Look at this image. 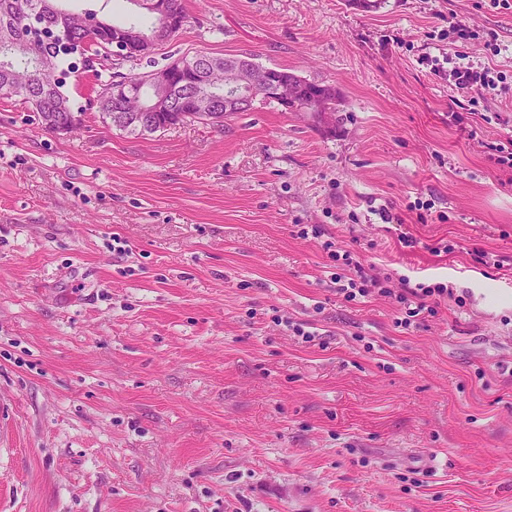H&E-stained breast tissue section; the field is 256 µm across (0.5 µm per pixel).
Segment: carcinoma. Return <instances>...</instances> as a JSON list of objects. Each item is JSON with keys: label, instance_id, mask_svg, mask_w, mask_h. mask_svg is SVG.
<instances>
[{"label": "carcinoma", "instance_id": "obj_1", "mask_svg": "<svg viewBox=\"0 0 512 512\" xmlns=\"http://www.w3.org/2000/svg\"><path fill=\"white\" fill-rule=\"evenodd\" d=\"M62 0H0V40L6 38L4 31H14L25 19L23 7L26 5L40 7L42 26L48 30L58 24L57 9ZM113 36L106 32L87 33L76 29L66 39H36L22 48L10 53L9 66L0 64V98L20 97L28 103L41 125L48 131L57 124L67 123L71 116H80L78 123H83V113H75L70 105L65 87L67 78L75 73L76 65L69 62V57L79 54L90 61L94 56L108 58L112 52ZM181 67L182 77L176 79L172 90V100L148 114L143 123L129 125L115 118L113 114L126 111L123 99L128 82L144 84L153 72L133 73L103 77L97 76L98 98L104 100L99 113L100 122L112 130L126 136L144 138L168 128L186 122H199L194 105L195 87L183 83V80L198 73L199 68L224 67V58L208 54H185L176 60ZM15 74H29L31 81L24 89L9 87L10 78ZM298 86L304 95L318 92L325 96L332 105V111H340L341 100L336 97V87L326 83L298 79Z\"/></svg>", "mask_w": 512, "mask_h": 512}]
</instances>
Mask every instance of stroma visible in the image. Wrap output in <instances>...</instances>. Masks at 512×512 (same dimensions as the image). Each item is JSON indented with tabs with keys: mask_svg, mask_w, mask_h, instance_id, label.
Wrapping results in <instances>:
<instances>
[{
	"mask_svg": "<svg viewBox=\"0 0 512 512\" xmlns=\"http://www.w3.org/2000/svg\"><path fill=\"white\" fill-rule=\"evenodd\" d=\"M181 3L156 68L251 55L344 110L131 138L84 68L73 134L0 99V512H512V9ZM457 64L503 76L461 126ZM327 239L453 295L399 327ZM299 78L298 86H300L301 93L304 96L318 92L325 96L326 100L329 101L332 105L331 112V105L325 100L324 97L316 94L315 96L307 97V99L304 101L302 112H306L308 115L311 114L313 118L321 124L322 127L328 130H332L334 128V112H343V109H340V106H342L341 100L338 96L336 98V87L323 82L319 83L301 77Z\"/></svg>",
	"mask_w": 512,
	"mask_h": 512,
	"instance_id": "obj_1",
	"label": "stroma"
}]
</instances>
